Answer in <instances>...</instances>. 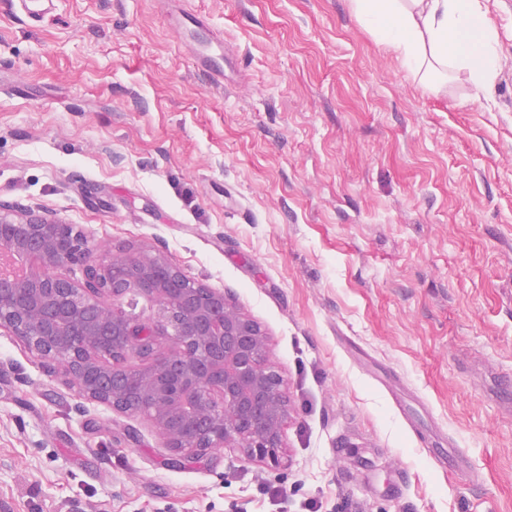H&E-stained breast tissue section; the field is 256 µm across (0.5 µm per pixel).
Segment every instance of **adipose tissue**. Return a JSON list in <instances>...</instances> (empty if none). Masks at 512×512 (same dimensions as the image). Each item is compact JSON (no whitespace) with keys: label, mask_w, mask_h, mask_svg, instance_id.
<instances>
[{"label":"adipose tissue","mask_w":512,"mask_h":512,"mask_svg":"<svg viewBox=\"0 0 512 512\" xmlns=\"http://www.w3.org/2000/svg\"><path fill=\"white\" fill-rule=\"evenodd\" d=\"M357 22L386 44L405 68L438 92L465 72L480 102L498 77V35L481 0H348Z\"/></svg>","instance_id":"adipose-tissue-1"}]
</instances>
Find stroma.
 <instances>
[{"label": "stroma", "mask_w": 512, "mask_h": 512, "mask_svg": "<svg viewBox=\"0 0 512 512\" xmlns=\"http://www.w3.org/2000/svg\"><path fill=\"white\" fill-rule=\"evenodd\" d=\"M189 3L223 86L156 0H0V202L223 289L270 338L283 447L172 463L0 330V512H512V0H484L478 104L347 0ZM211 36L205 40H193L191 59L193 64L201 67L209 73L214 85L224 84V64L218 58L224 56V39L211 32Z\"/></svg>", "instance_id": "35a3bbf8"}]
</instances>
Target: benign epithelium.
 I'll return each mask as SVG.
<instances>
[{"label":"benign epithelium","mask_w":512,"mask_h":512,"mask_svg":"<svg viewBox=\"0 0 512 512\" xmlns=\"http://www.w3.org/2000/svg\"><path fill=\"white\" fill-rule=\"evenodd\" d=\"M0 249L38 269L0 275V329L56 365L85 399L146 417L177 462L223 448L275 456L290 416L268 336L224 292L187 284L161 254L89 248L70 224L21 211L1 214ZM78 266L82 281L62 269ZM152 299L153 322L129 318L126 294ZM171 342L160 349L161 339Z\"/></svg>","instance_id":"7a95c632"}]
</instances>
